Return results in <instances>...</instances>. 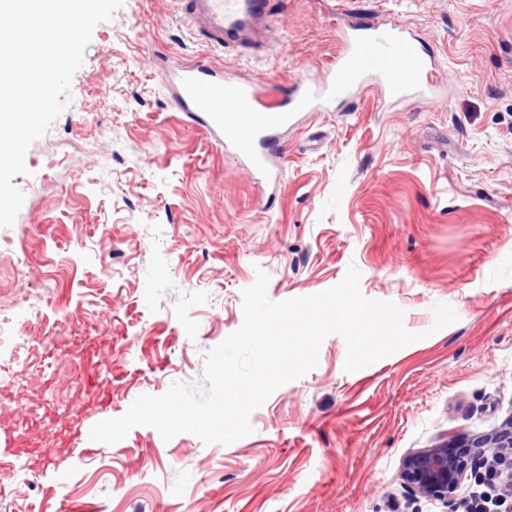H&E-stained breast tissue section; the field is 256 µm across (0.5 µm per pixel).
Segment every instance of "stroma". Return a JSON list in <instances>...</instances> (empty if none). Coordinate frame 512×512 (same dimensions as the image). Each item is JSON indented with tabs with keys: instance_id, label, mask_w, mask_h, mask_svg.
<instances>
[{
	"instance_id": "stroma-1",
	"label": "stroma",
	"mask_w": 512,
	"mask_h": 512,
	"mask_svg": "<svg viewBox=\"0 0 512 512\" xmlns=\"http://www.w3.org/2000/svg\"><path fill=\"white\" fill-rule=\"evenodd\" d=\"M349 21L413 30L441 89L388 101L369 86L304 113L282 188L262 200L161 73L204 61L275 102L326 76ZM26 166L0 228V313L21 323L38 302L39 340L0 352V429L34 446L47 438L34 409H53L57 443L103 404L118 418L172 383L203 388L260 269L280 302L356 266L362 294L397 305L420 339L348 373L344 339L327 336L228 445L137 426L93 455L75 442L54 476L22 456L0 512H449L407 486V457L512 423V0H288L258 45L224 49L176 0H124ZM440 303L457 320L436 331ZM81 326L93 344L76 366L51 339Z\"/></svg>"
}]
</instances>
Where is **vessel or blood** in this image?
<instances>
[{"mask_svg":"<svg viewBox=\"0 0 512 512\" xmlns=\"http://www.w3.org/2000/svg\"><path fill=\"white\" fill-rule=\"evenodd\" d=\"M182 14L217 45L249 42L269 19L267 0H181ZM344 50L321 82L296 83L278 105L265 102L248 76H225L204 63H186L167 74L175 102L195 122L217 133L225 152L265 186H278L272 155L305 112H321L359 88L376 83L392 99L424 98L438 88L437 68L422 43L403 25L348 24Z\"/></svg>","mask_w":512,"mask_h":512,"instance_id":"obj_1","label":"vessel or blood"}]
</instances>
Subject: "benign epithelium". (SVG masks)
I'll return each instance as SVG.
<instances>
[{"label": "benign epithelium", "mask_w": 512, "mask_h": 512, "mask_svg": "<svg viewBox=\"0 0 512 512\" xmlns=\"http://www.w3.org/2000/svg\"><path fill=\"white\" fill-rule=\"evenodd\" d=\"M470 447L498 449L486 471L507 487V492L496 496V506L502 512H512V425L489 439L473 441ZM476 461L475 456L462 455L444 444L409 458L403 479L422 495L451 502L460 481L475 468Z\"/></svg>", "instance_id": "benign-epithelium-1"}]
</instances>
